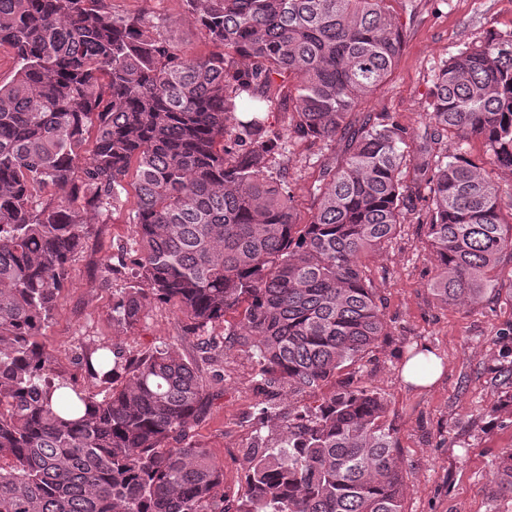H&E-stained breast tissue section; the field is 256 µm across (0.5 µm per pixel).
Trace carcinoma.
I'll return each mask as SVG.
<instances>
[{
  "label": "carcinoma",
  "mask_w": 512,
  "mask_h": 512,
  "mask_svg": "<svg viewBox=\"0 0 512 512\" xmlns=\"http://www.w3.org/2000/svg\"><path fill=\"white\" fill-rule=\"evenodd\" d=\"M105 2L0 0V47L16 61L0 85V512H404L381 393L349 379L300 410L277 399L316 393L388 335L367 262L415 197L427 200L433 295L464 306L499 291L512 204L481 166L512 168V35L444 64L411 146L389 115L358 112L402 52L387 0H185L210 47L200 56L165 23ZM287 108L288 126L271 129ZM472 137L481 166L461 150ZM448 138L458 148L437 152ZM336 140L302 223L272 143ZM132 167L137 259L112 320L131 328L158 300L191 333L233 321L196 358L174 343L87 346L79 364L101 386L90 391L57 371L44 335L88 225L107 223ZM126 254L100 258L104 280ZM235 346L251 353L279 436H257L246 490L227 500L224 462L187 428ZM497 476L512 494V450Z\"/></svg>",
  "instance_id": "cac0c4a2"
}]
</instances>
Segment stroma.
<instances>
[{
	"instance_id": "1",
	"label": "stroma",
	"mask_w": 512,
	"mask_h": 512,
	"mask_svg": "<svg viewBox=\"0 0 512 512\" xmlns=\"http://www.w3.org/2000/svg\"><path fill=\"white\" fill-rule=\"evenodd\" d=\"M112 13L149 14L165 19L170 37L193 55L207 44L193 24L185 0H107ZM405 32V45L385 88L362 109L386 113L417 140L429 112L433 81L446 61L487 33L512 34V0H391ZM323 143L288 145L279 163L308 221V201L321 166L338 154ZM134 191H127L110 223L88 228L87 246L70 264L68 283L46 330L47 344L59 370L86 383L77 357L93 341H107L125 351L176 343L193 355L202 337L187 332V320L172 304L157 302L132 328L112 319V301L125 288V275L104 282L98 270L106 250L132 244L128 224ZM425 201L410 207L396 239L369 262L368 276L382 298L388 334L360 363L361 378L383 393L389 417L398 430L403 470L410 484L405 512H512V495L496 480L499 455L512 448V402L502 373L512 356V266L501 268L503 291L475 305L440 303L431 293L435 261L423 245L418 216ZM440 359L443 373L431 387L416 388L402 378V366L419 348ZM222 382L211 384L216 398L207 414L190 421L189 431L224 462V492L235 497L245 489L246 437L272 440V423L261 420L262 400L251 383L252 362L245 348L220 358Z\"/></svg>"
}]
</instances>
